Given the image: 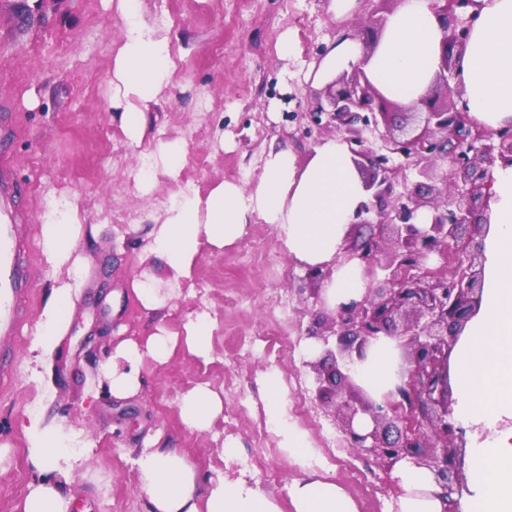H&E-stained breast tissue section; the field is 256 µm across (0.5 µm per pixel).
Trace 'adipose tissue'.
Listing matches in <instances>:
<instances>
[{
    "label": "adipose tissue",
    "instance_id": "adipose-tissue-1",
    "mask_svg": "<svg viewBox=\"0 0 512 512\" xmlns=\"http://www.w3.org/2000/svg\"><path fill=\"white\" fill-rule=\"evenodd\" d=\"M123 21L107 79L113 120L138 148L136 189L152 193L160 181L175 183L163 212L145 232L147 250L168 278L159 287L152 277H136L130 292L152 331L120 338L99 373L118 398L143 386L145 360L163 364L177 347L202 361L212 353V321L203 311L187 314L180 330L168 327L169 301L182 283L191 281L204 252L239 242L248 224L272 225L288 254L301 266L332 265L323 285L328 306L360 298L365 282L353 264L336 256L355 211L367 193L351 154L340 139L314 150L298 166L288 147L270 148L254 186L219 182L208 190L181 185L187 158L185 142L149 138L152 106L169 98L178 71L174 51L178 36L149 25L142 0H113ZM475 20L458 68L461 106L479 124L496 129L512 123V0H475ZM443 38L435 0H403L392 14L372 53L346 39L325 53L314 81L326 84L337 74L361 65L385 96L412 105L423 96L440 67ZM488 230L484 239L481 304L457 338L450 361L456 392L455 419L467 430V491L460 512H512V167L496 168L489 189ZM97 228L86 225L76 197L50 195L41 223L45 263L57 279L47 295L32 336L26 363L30 379L50 393V366L84 281V266L75 250ZM393 340L380 338L355 366L354 379L375 399L397 382ZM267 422L290 459L307 466L304 433L289 424L285 392L278 372L263 376ZM224 410L219 389L207 383L184 391L178 414L191 431H209ZM31 466L42 477L30 484L22 512H70L74 475L88 461L93 445L79 430L62 431L32 414L22 422ZM134 463L147 497L148 512H281L277 499L238 478L200 474L184 451L159 439L138 449ZM54 480H46V473ZM393 478L400 493L397 512H443L433 474L409 462L399 463ZM284 490L294 512H358L354 499L336 482L309 474L287 482Z\"/></svg>",
    "mask_w": 512,
    "mask_h": 512
}]
</instances>
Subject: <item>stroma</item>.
I'll use <instances>...</instances> for the list:
<instances>
[{
  "mask_svg": "<svg viewBox=\"0 0 512 512\" xmlns=\"http://www.w3.org/2000/svg\"><path fill=\"white\" fill-rule=\"evenodd\" d=\"M328 5L143 0L145 21L177 30L186 50L171 98L152 109L151 128L154 138L187 143L182 182L248 187L270 145L288 146L302 166L314 148L331 140L308 116L321 91L313 74L329 46L362 41L359 15L383 23L397 4L370 0L340 16ZM122 25L106 0H0V128L9 133L0 141V165L19 181L15 217L24 226L23 266L32 287L20 306L17 334L0 337V361L11 368L10 381L0 385V443L10 446L0 459V512H22L28 486L39 477L20 427L33 411L62 429L84 430L93 443L73 485L89 512H146L133 458L149 430L183 449L201 473L224 471L285 499L286 480L302 469L274 433L257 436L267 424L259 379L272 370L281 375L288 420L306 434L315 470L344 487L359 512H390L397 491L391 475L348 448L329 409L314 396L301 349L319 307L302 290L304 268L271 225H248L240 243L204 254L192 294L173 301L171 329L190 312L209 313V362L180 351L163 365L145 361V384L128 400L112 398L99 378L97 365L111 356L114 336L150 329L127 284L150 272L141 260V229L174 189L163 182L152 196L138 195L132 177L137 151L112 121L107 74ZM286 37L292 42L287 54L280 50ZM62 190L79 196L85 223L100 231L78 246L86 271L82 293L54 357V389L43 396L23 360L53 286L41 253V215L46 198ZM203 382L223 389L224 415L211 431L197 433L181 423L177 399ZM228 438L241 445L231 468L220 456Z\"/></svg>",
  "mask_w": 512,
  "mask_h": 512,
  "instance_id": "stroma-1",
  "label": "stroma"
}]
</instances>
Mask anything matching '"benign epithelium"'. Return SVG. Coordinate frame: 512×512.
<instances>
[{
  "mask_svg": "<svg viewBox=\"0 0 512 512\" xmlns=\"http://www.w3.org/2000/svg\"><path fill=\"white\" fill-rule=\"evenodd\" d=\"M443 30L436 78L395 134L398 104L381 94L360 67L339 75L313 103L326 114L322 129L336 133L360 170L369 201L356 211L357 231L345 237L338 264L355 263L366 281L361 299L332 310L318 330L319 356L305 362L315 397L327 407L349 447L373 457L386 472L409 461L433 472L447 508L456 512L466 489L462 449L466 430L451 415L449 358L483 290L484 188L497 164L512 166V124L488 129L458 106L445 73L454 71L470 26L453 25L455 11L473 0H437ZM412 169L419 181L408 179ZM433 179L427 184L422 179ZM328 266L306 268L315 302L326 307ZM389 337L411 368L378 402L353 391V365L368 346Z\"/></svg>",
  "mask_w": 512,
  "mask_h": 512,
  "instance_id": "1",
  "label": "benign epithelium"
}]
</instances>
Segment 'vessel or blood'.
Returning a JSON list of instances; mask_svg holds the SVG:
<instances>
[{"mask_svg": "<svg viewBox=\"0 0 512 512\" xmlns=\"http://www.w3.org/2000/svg\"><path fill=\"white\" fill-rule=\"evenodd\" d=\"M16 191L11 173L0 169V335L18 331L17 302L26 296L30 284L16 254L21 227L16 224L9 201Z\"/></svg>", "mask_w": 512, "mask_h": 512, "instance_id": "obj_1", "label": "vessel or blood"}]
</instances>
